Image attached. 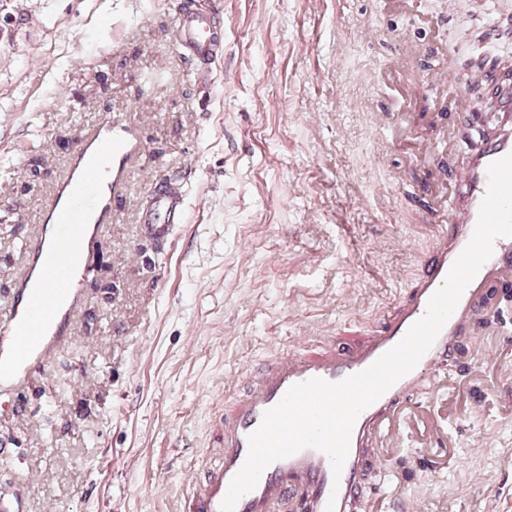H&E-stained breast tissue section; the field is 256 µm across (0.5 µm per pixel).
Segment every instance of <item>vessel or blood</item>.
<instances>
[{
    "instance_id": "1",
    "label": "vessel or blood",
    "mask_w": 512,
    "mask_h": 512,
    "mask_svg": "<svg viewBox=\"0 0 512 512\" xmlns=\"http://www.w3.org/2000/svg\"><path fill=\"white\" fill-rule=\"evenodd\" d=\"M176 43L193 50L203 61L216 54L210 26L202 17L185 18ZM472 79L489 87L485 109L496 114V125L468 154L463 168L445 172L444 180L454 193L447 206L430 208L437 231L419 277L404 299L376 325L346 322L316 345L277 354L250 369L243 392L227 400L219 419V456L203 462L200 474L193 476L180 512H220L230 482L247 457L249 435L291 386L315 377L338 382L366 369L423 317L429 299L444 284L473 234L487 191L489 165L512 153V91L501 88L497 75L481 68L474 71ZM127 155L125 142L111 122L102 123L85 133L63 178L47 197L45 221L56 225L60 243L47 249L42 236L28 241L29 256L40 264L44 277L34 287L30 272H23L16 281L14 306L0 318V347L9 346L15 370L27 375L43 370L65 340L77 307L71 275L88 264L87 231L101 233L112 221V195L117 186L112 165ZM152 198L154 207L146 212L144 222L154 238L169 240L186 219L185 200L163 180L154 183ZM510 287L512 237H502L495 241L491 257L462 293L430 350L412 371L360 413L341 475L333 474L325 453L302 449L269 465L257 486L240 498L235 512H277L289 499L301 500L306 512H325L331 499L336 502V512H353L363 506L362 476L372 459V448H399L407 443L421 448L447 435V399L435 395L419 412L412 411L408 403L419 387L442 381V370L451 362L462 337L480 344L476 331L479 310L493 290Z\"/></svg>"
}]
</instances>
